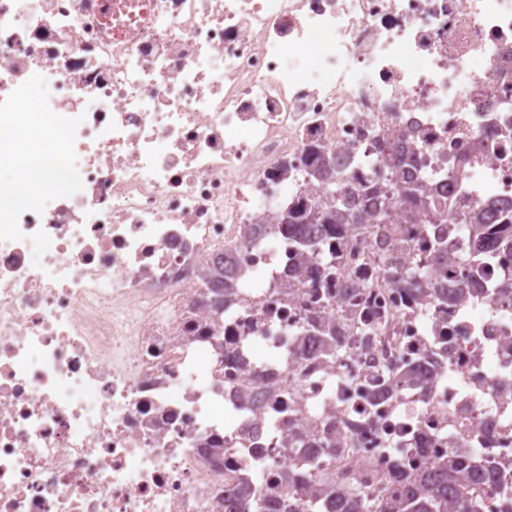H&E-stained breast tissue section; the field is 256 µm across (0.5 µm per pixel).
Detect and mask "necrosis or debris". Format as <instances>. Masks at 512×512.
Returning a JSON list of instances; mask_svg holds the SVG:
<instances>
[{"label": "necrosis or debris", "mask_w": 512, "mask_h": 512, "mask_svg": "<svg viewBox=\"0 0 512 512\" xmlns=\"http://www.w3.org/2000/svg\"><path fill=\"white\" fill-rule=\"evenodd\" d=\"M95 7L0 0V512H282L297 440L373 507L464 455L498 512L512 0H146L118 36ZM350 193L389 224L301 252L281 216Z\"/></svg>", "instance_id": "4bbe7bcc"}]
</instances>
